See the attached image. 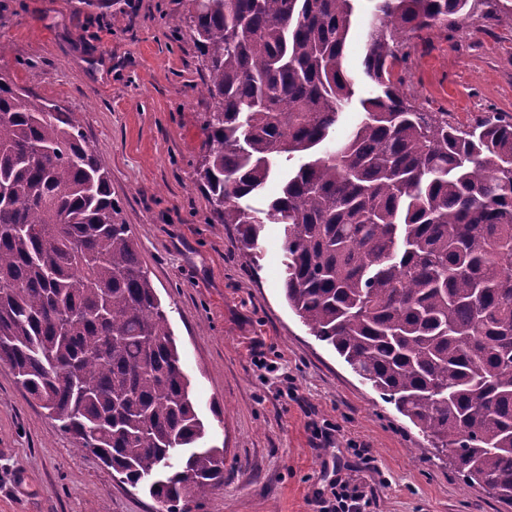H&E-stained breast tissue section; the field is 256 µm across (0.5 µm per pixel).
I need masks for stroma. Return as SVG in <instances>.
<instances>
[{"mask_svg": "<svg viewBox=\"0 0 512 512\" xmlns=\"http://www.w3.org/2000/svg\"><path fill=\"white\" fill-rule=\"evenodd\" d=\"M184 0H0V76L75 112L169 312L224 483L192 512H318L336 480L366 512H500L422 433L310 336L284 300L281 227L261 258L216 223L195 170L215 102ZM405 87L468 124L512 119V16L413 39ZM0 512H158L76 448L0 363Z\"/></svg>", "mask_w": 512, "mask_h": 512, "instance_id": "1", "label": "stroma"}]
</instances>
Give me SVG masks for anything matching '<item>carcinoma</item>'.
Returning <instances> with one entry per match:
<instances>
[{
	"label": "carcinoma",
	"mask_w": 512,
	"mask_h": 512,
	"mask_svg": "<svg viewBox=\"0 0 512 512\" xmlns=\"http://www.w3.org/2000/svg\"><path fill=\"white\" fill-rule=\"evenodd\" d=\"M216 110L201 186L240 248L282 226L283 291L316 340L512 506V121L463 125L402 90L410 40L512 0H186ZM284 167L266 208L247 199ZM0 362L78 447L166 512L224 482L111 176L71 112L0 76ZM372 9V2H358L357 18L345 50V66L352 73H358L365 55L367 20Z\"/></svg>",
	"instance_id": "cac0c4a2"
}]
</instances>
